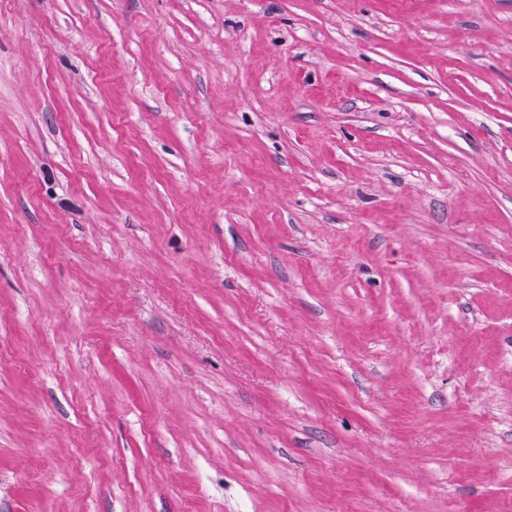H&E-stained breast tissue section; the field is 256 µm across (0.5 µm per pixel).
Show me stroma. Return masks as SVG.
Listing matches in <instances>:
<instances>
[{
  "label": "stroma",
  "instance_id": "obj_1",
  "mask_svg": "<svg viewBox=\"0 0 512 512\" xmlns=\"http://www.w3.org/2000/svg\"><path fill=\"white\" fill-rule=\"evenodd\" d=\"M0 512H512V0H0Z\"/></svg>",
  "mask_w": 512,
  "mask_h": 512
}]
</instances>
